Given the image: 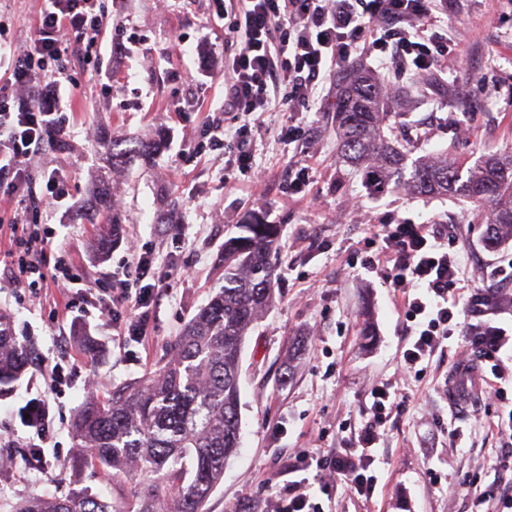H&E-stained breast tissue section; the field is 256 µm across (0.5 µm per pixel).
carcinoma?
I'll use <instances>...</instances> for the list:
<instances>
[{"label":"carcinoma","instance_id":"carcinoma-1","mask_svg":"<svg viewBox=\"0 0 512 512\" xmlns=\"http://www.w3.org/2000/svg\"><path fill=\"white\" fill-rule=\"evenodd\" d=\"M341 86L335 110L340 153L370 188L381 191L392 183L411 195L461 192L486 211L489 245L512 237V151L479 160L465 175L446 159L409 164L384 131L389 97L354 65ZM103 146L119 165L151 157L161 143L109 135ZM94 193L97 204L111 210L109 181L99 178ZM238 229L224 241V285L175 341V358L107 401H87L77 414L71 490L22 500L13 512H157L160 503L168 512H205L225 462L240 445L238 368L245 336L276 301L270 252L278 225L255 214ZM26 360L10 318L0 313V391L23 372ZM88 467L123 482L126 491L114 499L82 485Z\"/></svg>","mask_w":512,"mask_h":512}]
</instances>
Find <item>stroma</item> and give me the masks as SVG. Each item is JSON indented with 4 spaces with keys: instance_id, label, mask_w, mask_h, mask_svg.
I'll return each instance as SVG.
<instances>
[{
    "instance_id": "obj_1",
    "label": "stroma",
    "mask_w": 512,
    "mask_h": 512,
    "mask_svg": "<svg viewBox=\"0 0 512 512\" xmlns=\"http://www.w3.org/2000/svg\"><path fill=\"white\" fill-rule=\"evenodd\" d=\"M220 4L103 0L110 24L100 46L72 45L63 60L78 90L62 103L69 119L65 139L48 145L39 162L70 177L55 244L104 285L126 265L125 241L105 251L95 246L110 229L107 221L82 219L106 171L113 209L125 218L124 235L137 236L158 262L175 259L187 273L173 292L156 296L145 340L118 339L104 325L99 334L109 345L93 355L88 336L62 311L69 293L52 287L35 297L0 278V311L10 316L32 358L12 392L0 397V512H12L28 497L66 492L68 478L56 460L75 453L78 410L89 396L109 399L169 359L175 338L224 283L225 239L258 211L282 229L273 255L276 304L243 345L241 444L207 512H270L272 494L288 482L289 464L311 449L328 453L345 446L367 422L370 392L382 384L398 388L405 403L380 430L370 467L374 493L367 500L337 484L322 500L325 512H497V499L486 492L512 486V458L503 456L489 422L512 416V387L503 401L489 404L480 395L468 409H453L448 381L459 362L454 336L422 378L400 379L403 317L380 275L366 272L361 261L379 249L372 225L452 224L468 278L482 288L486 267L512 255V240L487 248L484 215L462 196L413 197L394 187L371 192L339 156L332 93L293 120L284 112L265 114L254 156L268 172L265 196L246 176L225 179L223 155L195 152L205 113L224 109V83L207 75L224 58V30L211 21ZM39 8L40 0H0L13 51L29 45ZM448 24L471 70L449 69L434 87L400 82L391 109L409 159L445 156L468 168L512 148V0H463L449 10ZM173 35L183 37V52L164 56L161 49ZM106 133L131 141L158 137L164 147L150 160L135 157L116 167L98 146ZM299 150L310 160L308 184L291 196L285 191L288 162ZM160 214L182 224L179 243L165 239ZM62 351L77 366L53 403L55 451L35 467L26 454L37 436L22 424L20 411L45 392L47 372ZM91 370L99 377L92 387Z\"/></svg>"
}]
</instances>
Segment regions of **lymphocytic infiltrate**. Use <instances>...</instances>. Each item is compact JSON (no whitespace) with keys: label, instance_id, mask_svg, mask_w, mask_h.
Instances as JSON below:
<instances>
[{"label":"lymphocytic infiltrate","instance_id":"1","mask_svg":"<svg viewBox=\"0 0 512 512\" xmlns=\"http://www.w3.org/2000/svg\"><path fill=\"white\" fill-rule=\"evenodd\" d=\"M224 40L239 50L224 59V114L207 116L209 135L196 147L204 155L232 149L227 170H238L260 186L265 173L254 162L253 146L263 131L261 116L272 108L307 111L336 73L356 58L374 59L391 90L401 78L442 73L448 64L466 66L448 29V0H236L224 11ZM100 0H42L29 46L7 62L0 83V201L39 189V204L13 218L10 246L0 255V270L30 294L49 285L76 289L65 304L76 320L103 317L122 335L141 340L147 333L149 307L156 284L173 285L182 277L176 264L159 266L137 242L131 259L109 287H100L76 265L65 249H53L48 212L69 195V178L59 170L34 174L50 132L65 134L68 118L56 109L62 86L59 66L69 45L94 46L108 27ZM380 250L368 258L366 271H382L403 314L407 347L402 375L430 360L449 337L461 338L462 355L477 358L488 398L503 400L505 378L501 355L512 350V271L492 268L493 286L472 287L465 273L459 241L447 225L382 224L376 231ZM64 366L55 363L48 392L30 399L28 425L39 439L27 459L38 465L50 442V398L62 390ZM397 391L379 386L367 406V425L357 440L329 458L311 453L290 465L293 479L280 492L273 512H324L297 472L316 468L349 485L352 493L371 497L376 479L369 475L379 429L399 409Z\"/></svg>","mask_w":512,"mask_h":512}]
</instances>
